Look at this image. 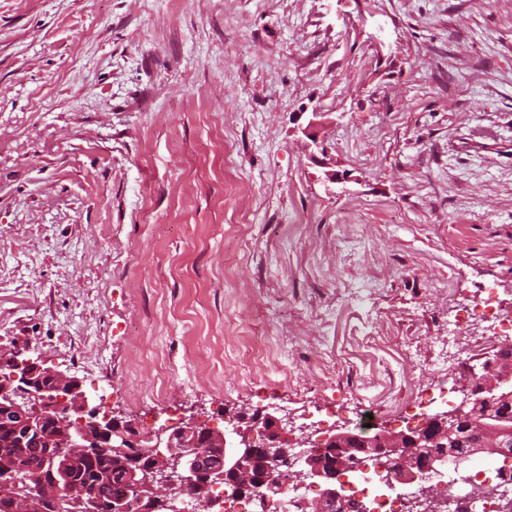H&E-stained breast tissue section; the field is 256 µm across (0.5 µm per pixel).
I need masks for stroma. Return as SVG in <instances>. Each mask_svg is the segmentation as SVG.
I'll use <instances>...</instances> for the list:
<instances>
[{"label": "stroma", "mask_w": 512, "mask_h": 512, "mask_svg": "<svg viewBox=\"0 0 512 512\" xmlns=\"http://www.w3.org/2000/svg\"><path fill=\"white\" fill-rule=\"evenodd\" d=\"M492 279L511 308L512 0H0V336L141 436L401 430ZM463 354L468 355L466 350L460 346L458 342L456 332L448 334V338L439 341L438 350L435 357V362L438 366L450 369L453 365H456L453 370L458 369L461 366L460 360H463ZM454 361L448 366V362Z\"/></svg>", "instance_id": "35a3bbf8"}]
</instances>
